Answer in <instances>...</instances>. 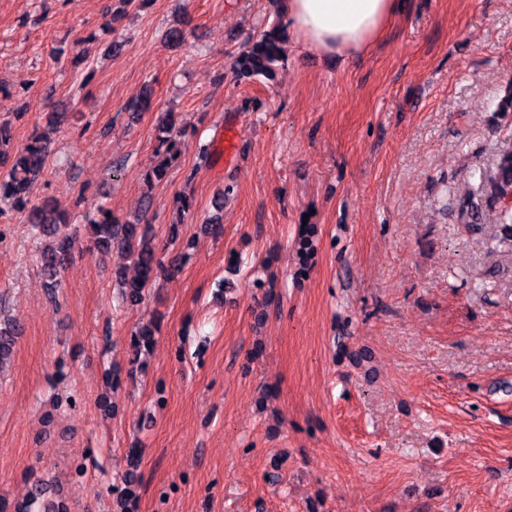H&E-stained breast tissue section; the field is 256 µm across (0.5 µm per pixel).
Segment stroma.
Instances as JSON below:
<instances>
[{
    "instance_id": "35a3bbf8",
    "label": "stroma",
    "mask_w": 512,
    "mask_h": 512,
    "mask_svg": "<svg viewBox=\"0 0 512 512\" xmlns=\"http://www.w3.org/2000/svg\"><path fill=\"white\" fill-rule=\"evenodd\" d=\"M114 3L0 0L14 145L67 115L33 203L81 194L140 220L164 263L123 303L122 256L74 219L54 306L24 214L0 219V321L17 332L0 499L39 482L70 512H112L133 468L132 512H512V249L492 241L498 212L472 234L459 210L512 145L496 110L512 0H403L357 55L289 37L271 84L229 67L269 0H145L117 23ZM167 111L185 146L150 189ZM305 221L317 255L299 278Z\"/></svg>"
}]
</instances>
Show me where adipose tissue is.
I'll return each instance as SVG.
<instances>
[{
  "mask_svg": "<svg viewBox=\"0 0 512 512\" xmlns=\"http://www.w3.org/2000/svg\"><path fill=\"white\" fill-rule=\"evenodd\" d=\"M401 0H287L285 21L310 51H366L399 12Z\"/></svg>",
  "mask_w": 512,
  "mask_h": 512,
  "instance_id": "adipose-tissue-1",
  "label": "adipose tissue"
}]
</instances>
